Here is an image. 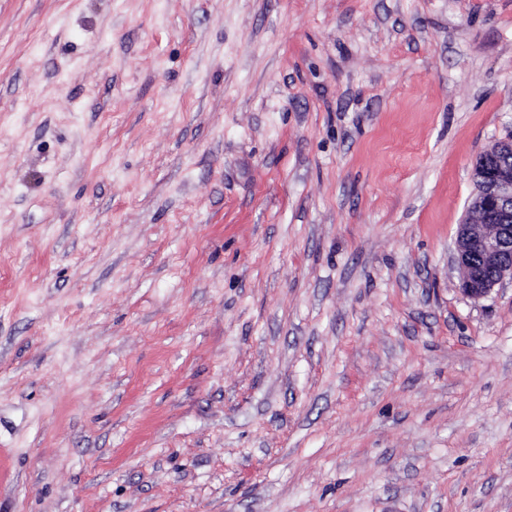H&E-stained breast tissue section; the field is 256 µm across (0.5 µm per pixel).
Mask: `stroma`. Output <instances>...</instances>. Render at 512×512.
I'll return each mask as SVG.
<instances>
[{
	"instance_id": "stroma-1",
	"label": "stroma",
	"mask_w": 512,
	"mask_h": 512,
	"mask_svg": "<svg viewBox=\"0 0 512 512\" xmlns=\"http://www.w3.org/2000/svg\"><path fill=\"white\" fill-rule=\"evenodd\" d=\"M511 136L512 0H0V512H512ZM493 146L478 156L472 169L476 193L469 210L480 219L458 225L452 257L461 290L474 300L506 279L512 282V136Z\"/></svg>"
}]
</instances>
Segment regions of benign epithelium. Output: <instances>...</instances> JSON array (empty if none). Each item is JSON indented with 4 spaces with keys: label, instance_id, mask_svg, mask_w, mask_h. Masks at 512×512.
<instances>
[{
    "label": "benign epithelium",
    "instance_id": "7a95c632",
    "mask_svg": "<svg viewBox=\"0 0 512 512\" xmlns=\"http://www.w3.org/2000/svg\"><path fill=\"white\" fill-rule=\"evenodd\" d=\"M472 178L476 193L469 210L479 220L459 225L452 263L463 293L479 300L512 281V136L478 156Z\"/></svg>",
    "mask_w": 512,
    "mask_h": 512
}]
</instances>
